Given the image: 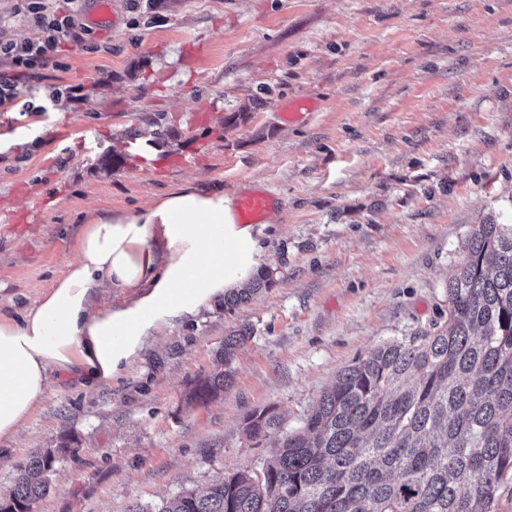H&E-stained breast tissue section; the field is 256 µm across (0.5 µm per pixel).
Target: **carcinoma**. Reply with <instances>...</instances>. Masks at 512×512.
<instances>
[{"instance_id": "obj_1", "label": "carcinoma", "mask_w": 512, "mask_h": 512, "mask_svg": "<svg viewBox=\"0 0 512 512\" xmlns=\"http://www.w3.org/2000/svg\"><path fill=\"white\" fill-rule=\"evenodd\" d=\"M448 280V318L430 333L385 342L336 375L295 432L276 407L246 415L245 434L274 437L259 471L179 491L128 512H494L512 483V225L480 224ZM273 285L258 270L224 295L231 309ZM243 327L215 370L191 381L205 404L229 385ZM59 450L18 468L0 512H24L50 489Z\"/></svg>"}]
</instances>
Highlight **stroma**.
Returning <instances> with one entry per match:
<instances>
[{
    "mask_svg": "<svg viewBox=\"0 0 512 512\" xmlns=\"http://www.w3.org/2000/svg\"><path fill=\"white\" fill-rule=\"evenodd\" d=\"M28 5L0 0V40L42 38ZM112 7L111 28L86 26L40 70L35 101L49 111L0 107V210L37 209L23 231L0 223V309L21 312L64 275L92 212L139 213L185 184L277 196L252 230L275 284L170 318L112 387L52 374L0 443V494L29 457L70 447L34 512L151 508L260 469L272 442L244 435L247 414L274 405L283 430L301 427L354 358L447 315L478 225L512 224V0ZM69 88L77 96L50 101ZM301 97L317 110L279 119V103ZM158 117L174 131L159 148L144 134ZM245 326L230 386L188 403L190 381Z\"/></svg>",
    "mask_w": 512,
    "mask_h": 512,
    "instance_id": "1",
    "label": "stroma"
}]
</instances>
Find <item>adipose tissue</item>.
Segmentation results:
<instances>
[{
	"instance_id": "1",
	"label": "adipose tissue",
	"mask_w": 512,
	"mask_h": 512,
	"mask_svg": "<svg viewBox=\"0 0 512 512\" xmlns=\"http://www.w3.org/2000/svg\"><path fill=\"white\" fill-rule=\"evenodd\" d=\"M251 239L230 198L192 187L140 213L89 217L66 274L20 314L0 311V440L25 426L49 372L112 386L164 318L195 313L241 285L238 245ZM103 286L123 302L100 304Z\"/></svg>"
}]
</instances>
